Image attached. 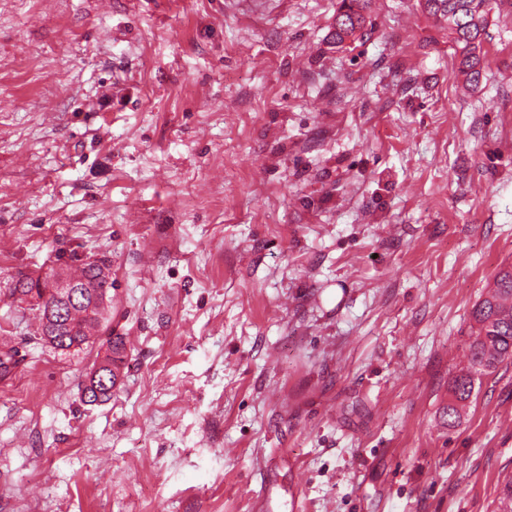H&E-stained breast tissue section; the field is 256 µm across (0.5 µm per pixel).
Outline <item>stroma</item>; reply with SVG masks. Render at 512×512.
I'll return each mask as SVG.
<instances>
[{"instance_id":"stroma-1","label":"stroma","mask_w":512,"mask_h":512,"mask_svg":"<svg viewBox=\"0 0 512 512\" xmlns=\"http://www.w3.org/2000/svg\"><path fill=\"white\" fill-rule=\"evenodd\" d=\"M338 6L0 0V512H495L512 361L445 408L512 262V0L470 91L419 0L342 49ZM90 259L64 354L10 290ZM105 260L86 262L82 264L79 274L73 278H68L74 282L77 287L85 289L89 294L85 298V304L72 306V309H65L59 311L60 315L55 317L57 323L49 325L45 320L47 319L46 310L49 305H52L54 311L60 309V301L56 302L53 294L48 295L42 310L39 305V320H40V336L52 348L61 351L62 353L70 352L72 349H81L82 345L88 342L93 331H96L101 325V320L104 311L108 304L112 303V280H110ZM90 289L95 294V299H92ZM94 303V308L90 310L91 305ZM102 306V310H95ZM64 315V316H62ZM60 319L62 321L60 322ZM107 351L103 360L110 361L116 370V373L109 371V385H103L100 376L97 378L91 375L92 371L86 375L82 384V401L87 405L104 403L112 398V389L115 387V379L119 376V367L117 362H121V353L124 349V343L120 336H108Z\"/></svg>"}]
</instances>
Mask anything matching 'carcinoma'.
Instances as JSON below:
<instances>
[{"instance_id":"cac0c4a2","label":"carcinoma","mask_w":512,"mask_h":512,"mask_svg":"<svg viewBox=\"0 0 512 512\" xmlns=\"http://www.w3.org/2000/svg\"><path fill=\"white\" fill-rule=\"evenodd\" d=\"M424 11L448 22V42L457 57V71L467 83L478 85L483 78L481 47L488 26L489 0H421ZM371 0H341L330 31L332 43L338 48L365 37ZM103 260L82 264L79 274L71 278L76 286L94 292L85 303L65 309L57 316L59 322H46V310H39L40 336L52 348L67 353L88 342L103 320V308L112 303V280ZM11 295L22 301L28 296L47 297L44 306L60 308L53 295H45L40 280L19 279ZM471 316L477 325L476 336L468 346L467 369L455 375L448 386V427L460 422L471 403L475 375L495 370L506 360H512V263L496 273L493 286L473 307ZM105 360L118 367L124 343L119 336L106 340ZM117 374L109 372V384L86 375L82 384V401L88 405L104 403L112 398ZM496 512H512V477L505 479L497 491Z\"/></svg>"}]
</instances>
